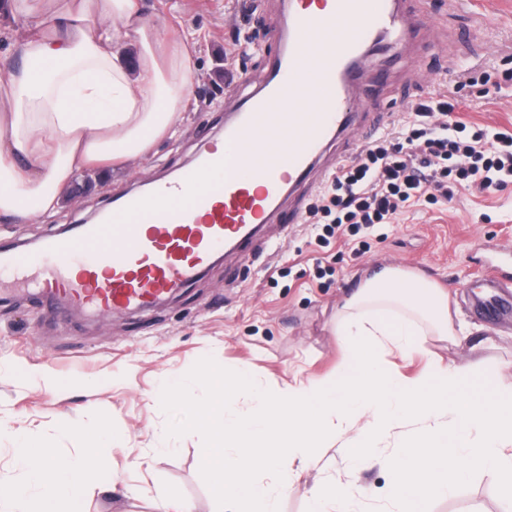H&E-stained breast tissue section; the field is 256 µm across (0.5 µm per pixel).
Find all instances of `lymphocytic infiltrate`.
I'll return each mask as SVG.
<instances>
[{"label":"lymphocytic infiltrate","mask_w":512,"mask_h":512,"mask_svg":"<svg viewBox=\"0 0 512 512\" xmlns=\"http://www.w3.org/2000/svg\"><path fill=\"white\" fill-rule=\"evenodd\" d=\"M464 101L428 98L413 108L407 126L370 141L348 165L338 167L312 210L326 231L388 224L401 208L430 192L453 199L469 189L501 190L512 183V129L469 128Z\"/></svg>","instance_id":"lymphocytic-infiltrate-1"}]
</instances>
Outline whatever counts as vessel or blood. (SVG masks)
<instances>
[{
  "label": "vessel or blood",
  "mask_w": 512,
  "mask_h": 512,
  "mask_svg": "<svg viewBox=\"0 0 512 512\" xmlns=\"http://www.w3.org/2000/svg\"><path fill=\"white\" fill-rule=\"evenodd\" d=\"M319 2L313 13L293 0L261 84L239 93L226 115L223 153L207 152L150 193L115 200L102 223L75 225L44 251L13 252L0 266L18 285L38 281L49 306L66 294L97 313L144 310L188 287L216 248L257 241L284 196L306 187L324 149L350 126L355 93L381 95L387 74L364 83L366 56L391 54L392 35L406 23L401 0ZM321 33L335 41L312 81L306 60ZM308 97L314 111L277 109ZM481 280L477 304L487 309L512 288L502 264H488Z\"/></svg>",
  "instance_id": "obj_1"
}]
</instances>
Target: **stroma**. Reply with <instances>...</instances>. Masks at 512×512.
I'll use <instances>...</instances> for the list:
<instances>
[{
  "label": "stroma",
  "instance_id": "35a3bbf8",
  "mask_svg": "<svg viewBox=\"0 0 512 512\" xmlns=\"http://www.w3.org/2000/svg\"><path fill=\"white\" fill-rule=\"evenodd\" d=\"M287 0H144L161 36L191 37L194 76L177 138L70 192L39 224L0 222V250L53 237L65 224L93 221L114 198L179 172L224 136V100L241 79L258 83L278 46L276 25ZM421 28L400 46L401 66L386 100L354 99L356 112H383L388 127L411 105L451 92L473 106L474 126H512V0H423ZM499 82L484 89L485 80ZM512 256V184L478 197L419 202L390 224L330 237L320 224L265 225L250 259L215 258L189 286L146 311L88 314L65 302L46 310L35 289L13 287L0 271V485L22 482L15 450L30 443L59 458L78 456L98 438L109 470L89 494L87 512H162L168 500L187 512H218L200 468L202 440L165 434L160 392L202 357L248 366L258 388L280 392L294 378H332L346 357L333 334L336 311L352 288L393 266L445 288L455 320L468 332L457 344L427 337V355L386 354L391 369L418 376L428 356L463 369L481 365L512 382V295L495 312L477 310L474 273ZM393 448L353 466L325 449L279 501V512H306L320 479L364 488L382 506L392 484ZM428 512H512L487 473Z\"/></svg>",
  "mask_w": 512,
  "mask_h": 512
}]
</instances>
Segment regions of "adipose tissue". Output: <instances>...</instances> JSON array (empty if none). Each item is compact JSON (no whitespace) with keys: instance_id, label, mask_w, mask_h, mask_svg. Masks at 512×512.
I'll list each match as a JSON object with an SVG mask.
<instances>
[{"instance_id":"adipose-tissue-1","label":"adipose tissue","mask_w":512,"mask_h":512,"mask_svg":"<svg viewBox=\"0 0 512 512\" xmlns=\"http://www.w3.org/2000/svg\"><path fill=\"white\" fill-rule=\"evenodd\" d=\"M31 22L22 63L0 76V219L56 214L80 174L108 168L173 137L193 79V48L169 46L140 0H11ZM136 51L128 65L125 46ZM29 485L0 488L12 512H81L104 466L90 447L76 460L49 449L17 453ZM363 488L315 486L308 512H347Z\"/></svg>"}]
</instances>
